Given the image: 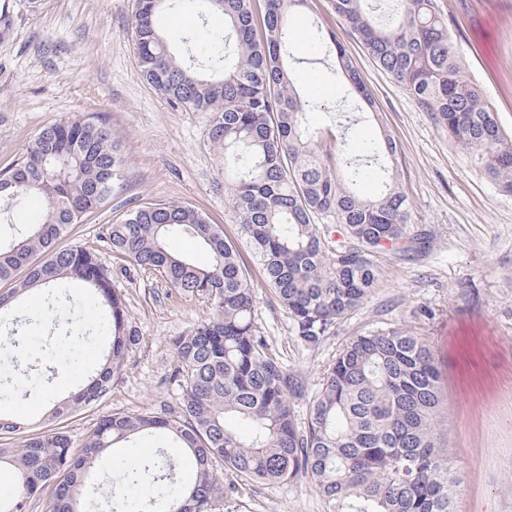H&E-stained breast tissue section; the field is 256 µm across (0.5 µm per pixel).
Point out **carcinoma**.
<instances>
[{
    "label": "carcinoma",
    "instance_id": "cac0c4a2",
    "mask_svg": "<svg viewBox=\"0 0 512 512\" xmlns=\"http://www.w3.org/2000/svg\"><path fill=\"white\" fill-rule=\"evenodd\" d=\"M175 0H134V49L140 71L173 107L209 113L211 144L224 156L227 208L258 267L264 287L288 312L308 348L359 308L375 288L382 255L418 261L431 230L411 227L397 164V146L344 44L329 35L336 72L380 124L383 147L350 157L328 146L308 124L316 104L296 91L285 64L289 19L309 0H266L256 31L252 0H203L224 18V54L208 56L202 75L176 56L160 18ZM365 52L472 154L499 191L512 195V138L498 112L465 74L441 0H330ZM384 160V178L362 191L369 169ZM126 160L99 114H75L43 128L21 159L0 171V202L42 201L37 222L0 244V312L34 284L60 280L85 289L107 321L105 354L87 381L54 405L57 420L89 406L112 387L137 344L122 294L96 250L56 247L87 212L112 197ZM186 236L210 257L206 265L171 252ZM112 253L180 295L202 301L209 316L173 339L175 364L164 386L175 406L102 416L83 449L64 427L39 430L16 446L21 430L0 412V470L14 493L0 512H31L50 492L48 512H89L99 494L97 462L142 434L177 442L192 466L177 476L164 451L117 481L105 494L112 512H223L237 482L279 484L303 476L326 512H456V479L443 456L441 386L433 347L408 327L350 336L311 392L256 324L258 291L250 268L223 228L192 206L161 202L131 210L106 228ZM308 399L299 425L293 400ZM235 481L224 483V472Z\"/></svg>",
    "mask_w": 512,
    "mask_h": 512
}]
</instances>
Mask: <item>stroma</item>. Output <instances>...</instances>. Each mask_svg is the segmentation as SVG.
I'll return each mask as SVG.
<instances>
[{"label":"stroma","mask_w":512,"mask_h":512,"mask_svg":"<svg viewBox=\"0 0 512 512\" xmlns=\"http://www.w3.org/2000/svg\"><path fill=\"white\" fill-rule=\"evenodd\" d=\"M444 5L468 78L512 135V0ZM133 9L134 0H0V16L10 28L0 37V170L44 127L77 112L104 115L127 159L121 191L57 241L61 248L100 250L138 336L110 392L66 420L79 443L103 414L174 404L160 384L175 363L172 339L209 314L204 303L112 254L107 225L123 221L135 206L187 202L223 227L243 261L251 259L225 205L224 161L207 138L209 115L172 107L145 81L131 36ZM295 22L302 38L291 44V77L318 105L310 123L326 132L341 112L351 113L341 135L354 150L379 141L381 128H388L412 222L430 228L434 240L419 261L383 257L377 287L319 347L295 340L286 311L264 291L257 325L312 388L348 336L408 326L429 337L445 379L440 420L459 512H512V196L501 194L432 114L374 65L359 41L346 35L329 0H313ZM161 25L179 55L202 58L224 49V19L205 15L201 0H181ZM331 31L379 105L383 124L357 116L325 52ZM79 293L76 287L37 286L0 320V336L16 337L23 349L22 357L0 368V401L24 429L44 426L53 405L78 388L98 359L104 322L90 303L71 317L68 298ZM160 447L180 455L174 443L141 436L104 457L101 487L110 489ZM234 512H325V506L309 482L297 479L241 485Z\"/></svg>","instance_id":"obj_1"}]
</instances>
